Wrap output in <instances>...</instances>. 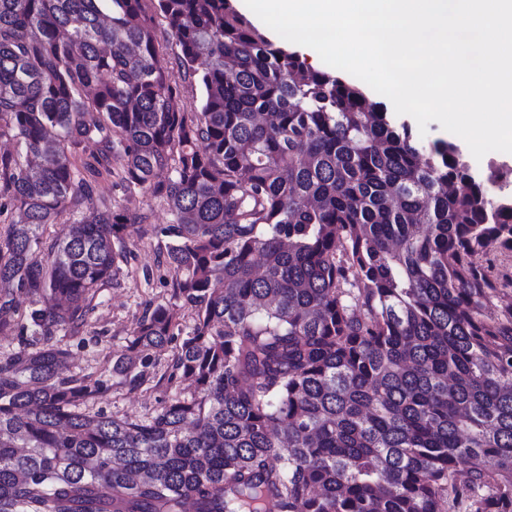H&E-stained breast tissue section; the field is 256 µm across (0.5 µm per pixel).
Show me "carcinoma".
Segmentation results:
<instances>
[{
  "label": "carcinoma",
  "mask_w": 512,
  "mask_h": 512,
  "mask_svg": "<svg viewBox=\"0 0 512 512\" xmlns=\"http://www.w3.org/2000/svg\"><path fill=\"white\" fill-rule=\"evenodd\" d=\"M179 46L164 63L155 15ZM197 85L184 105L173 69ZM0 512H512V196L233 0H0ZM163 198L175 303L112 373L191 330L147 418L61 375L126 259L76 165ZM86 207L92 219L59 223ZM59 226L43 246L45 226ZM35 308L20 311L15 293Z\"/></svg>",
  "instance_id": "carcinoma-1"
}]
</instances>
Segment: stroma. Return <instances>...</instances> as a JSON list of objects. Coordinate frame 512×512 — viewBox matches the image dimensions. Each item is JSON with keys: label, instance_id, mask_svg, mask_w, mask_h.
<instances>
[{"label": "stroma", "instance_id": "35a3bbf8", "mask_svg": "<svg viewBox=\"0 0 512 512\" xmlns=\"http://www.w3.org/2000/svg\"><path fill=\"white\" fill-rule=\"evenodd\" d=\"M123 165L122 156L113 157L111 174L98 178L95 184V199L143 213L145 219L127 224L123 232L127 259L120 263L111 287L103 289L95 300L84 325L75 332L59 331L56 339L70 352L68 374L101 383L93 412L149 417L182 387L178 381L169 386L158 383L169 370L175 344L150 353L141 367L145 381L138 386L113 376L112 355L126 350L146 310L172 301L171 275L161 263L168 239L159 233L160 227L170 223L171 216L162 198L120 182Z\"/></svg>", "mask_w": 512, "mask_h": 512}]
</instances>
